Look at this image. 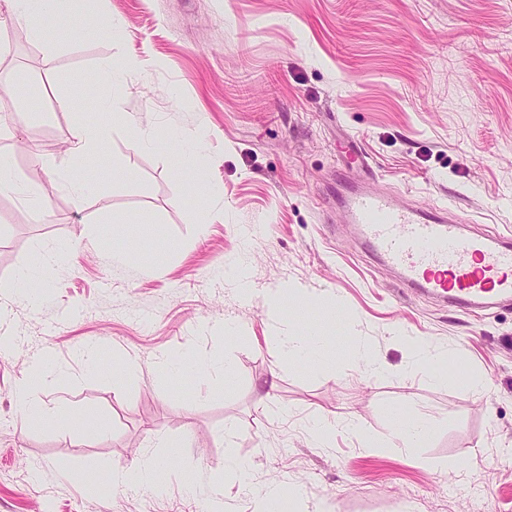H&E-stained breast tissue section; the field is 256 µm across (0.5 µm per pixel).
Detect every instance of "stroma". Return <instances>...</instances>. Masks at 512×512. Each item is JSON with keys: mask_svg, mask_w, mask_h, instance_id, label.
<instances>
[{"mask_svg": "<svg viewBox=\"0 0 512 512\" xmlns=\"http://www.w3.org/2000/svg\"><path fill=\"white\" fill-rule=\"evenodd\" d=\"M96 11V36L74 18L36 39L0 0V153L38 191L0 195V512H203L228 426L253 467L247 485L225 484L224 512H254L265 485L294 512H512V308L474 316L401 287L327 190L370 179L401 203L447 206L465 233L512 234V0H98ZM115 63L128 68L120 89ZM87 86L93 96L77 97ZM110 112L203 136V184L190 190L165 144L130 149L119 119L96 163L74 164L78 122ZM351 140L366 167L349 165ZM67 166L96 193L65 190L55 171ZM136 218L164 257L113 264ZM48 248L63 252L48 292L18 297L19 271ZM240 255L249 299L224 280ZM285 283L306 289L288 311L323 331L331 363L282 361L262 293ZM227 319L243 339L200 330ZM420 340L447 383L409 374ZM189 341L226 355L232 382L159 378L155 355ZM91 344L107 369L120 352L139 373L86 371ZM362 345L388 376L360 373ZM46 350L67 377L41 398L69 417L36 426L13 390ZM89 412L92 437L78 422ZM420 415L430 439L396 446V421ZM321 418L335 424L323 447L310 435ZM146 453L170 459L157 489L113 488V468Z\"/></svg>", "mask_w": 512, "mask_h": 512, "instance_id": "stroma-1", "label": "stroma"}]
</instances>
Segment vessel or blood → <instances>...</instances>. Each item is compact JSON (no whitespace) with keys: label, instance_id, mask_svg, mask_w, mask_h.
<instances>
[{"label":"vessel or blood","instance_id":"obj_1","mask_svg":"<svg viewBox=\"0 0 512 512\" xmlns=\"http://www.w3.org/2000/svg\"><path fill=\"white\" fill-rule=\"evenodd\" d=\"M336 204L403 287L472 313L512 305V237L463 234L442 207L399 205L376 185L342 182Z\"/></svg>","mask_w":512,"mask_h":512}]
</instances>
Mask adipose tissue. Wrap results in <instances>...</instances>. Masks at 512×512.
<instances>
[{
    "label": "adipose tissue",
    "instance_id": "1",
    "mask_svg": "<svg viewBox=\"0 0 512 512\" xmlns=\"http://www.w3.org/2000/svg\"><path fill=\"white\" fill-rule=\"evenodd\" d=\"M92 2L93 0H9V6L14 16L32 22L34 35L38 36L46 29L62 26L75 15L85 18L84 30L92 34L98 29ZM288 292V287L283 285L271 289L265 297L269 319L284 329L282 357L287 361H320L323 353L320 333L313 325L308 326L306 331H296L295 324L286 311ZM33 371L34 379L20 382L14 390V396L28 421L48 425L65 420L64 408H47L34 399L37 390L49 387L59 379L60 370L44 359L34 363Z\"/></svg>",
    "mask_w": 512,
    "mask_h": 512
}]
</instances>
